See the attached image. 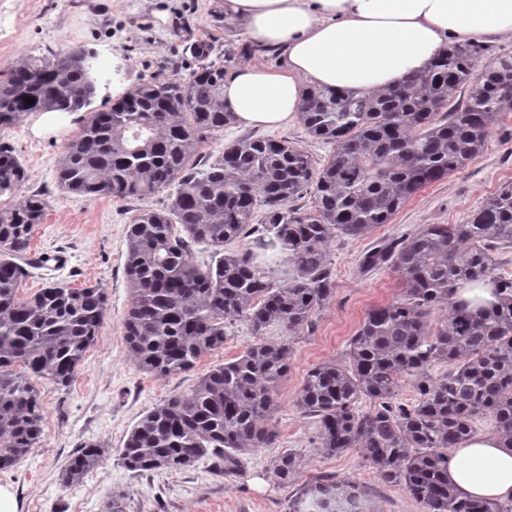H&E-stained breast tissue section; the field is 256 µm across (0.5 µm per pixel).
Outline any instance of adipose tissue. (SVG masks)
I'll use <instances>...</instances> for the list:
<instances>
[{"label":"adipose tissue","mask_w":512,"mask_h":512,"mask_svg":"<svg viewBox=\"0 0 512 512\" xmlns=\"http://www.w3.org/2000/svg\"><path fill=\"white\" fill-rule=\"evenodd\" d=\"M224 15L281 58L276 70L242 65L225 83L224 109L244 127L288 124L313 87L375 91L448 44L512 38V0H224ZM448 482L465 498H511L512 448L472 437L453 450Z\"/></svg>","instance_id":"ef3b65f1"}]
</instances>
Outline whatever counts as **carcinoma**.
Segmentation results:
<instances>
[{
    "instance_id": "cac0c4a2",
    "label": "carcinoma",
    "mask_w": 512,
    "mask_h": 512,
    "mask_svg": "<svg viewBox=\"0 0 512 512\" xmlns=\"http://www.w3.org/2000/svg\"><path fill=\"white\" fill-rule=\"evenodd\" d=\"M184 49L204 64L186 80L155 77L93 111L64 146L56 185L124 200L169 191L166 208L140 211L126 234L123 329L137 368L164 377L189 372L224 346L237 322L255 342L148 410L129 432L121 462L142 473L212 458L216 472L230 477L241 454L279 440L277 386L293 341L312 328L331 293L326 244L389 223L419 189L485 149L492 126L512 112V56L483 64L475 47L454 44L391 88L310 90L299 119L309 136L332 146L317 168L298 144L270 137H239L200 153L232 124L224 66L209 57L227 61L254 48L197 40ZM90 58L82 50L18 58L0 81V130L29 112L90 106ZM27 178L11 145L0 142V196L14 198L0 209V471L23 462L41 440L37 381L69 385L107 313L96 286L51 283L18 298L32 231L48 206L40 194L20 195ZM306 194L309 208L297 204ZM194 244L211 249L209 262L195 259ZM510 247L512 183L464 224L421 225L387 255L402 297L370 310L345 363L311 368L296 399L302 414L317 419L324 455L360 449L362 464L402 487L422 512H512L462 498L448 484V452L475 436L477 421L491 417L494 435L512 447V276L495 258ZM387 256L370 253L363 266ZM481 281L496 288V301L475 312L456 290ZM435 310L447 312L443 322H431ZM438 365L448 369L437 374ZM404 382L416 391L410 406L393 403ZM364 397L371 405L362 411ZM105 453L103 444L85 443L63 482L80 483ZM297 464L288 450L268 469L286 484ZM288 512H366L365 496L323 474L298 489Z\"/></svg>"
}]
</instances>
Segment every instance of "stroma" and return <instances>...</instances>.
<instances>
[{
	"mask_svg": "<svg viewBox=\"0 0 512 512\" xmlns=\"http://www.w3.org/2000/svg\"><path fill=\"white\" fill-rule=\"evenodd\" d=\"M223 2L0 0V73L21 56L48 57L66 49L88 50L101 64L90 109L58 113L52 129L44 133L38 130L37 112L0 131V139L15 148L28 172L23 193H42L49 202L29 244L30 254H44L48 260L30 267L20 298L51 282L72 288L95 285L107 297L104 325L74 381L66 387L38 384L45 420L37 448L13 469L0 472V487L13 494L17 512H104L108 495L115 493L123 495L125 512H288L296 489L325 473L362 487L374 512H420L401 487L383 484L374 469L362 465L357 450L323 456L317 424L297 410L295 400L310 368L345 361L349 341L369 310L403 294L389 265L362 270L364 255L400 241L422 224L465 223L486 198L512 182V112L493 126L482 153L465 168L417 191L390 223L359 238L338 237L329 243L333 290L315 312L312 329L294 342L288 373L277 387V448L242 455L241 472L233 477L217 475L208 459L181 471L160 469L147 475L127 470L120 461L128 433L147 410L188 390L200 374L240 356L253 338L239 323L223 346L190 372L161 377L139 371L123 338L129 300L126 231L139 210L164 209L168 194L120 200L66 193L55 185L56 163L90 110L111 104L120 92L156 76L189 78L198 62L184 53L185 44L209 34L224 46L245 43L242 27L224 20ZM248 133L298 143L319 165L330 153L329 145L310 137L297 120L272 130L232 125L209 148L218 151ZM88 441L105 446L102 462L79 485H64L63 469ZM280 450L293 451L299 461L297 473L285 485L267 468Z\"/></svg>",
	"mask_w": 512,
	"mask_h": 512,
	"instance_id": "35a3bbf8",
	"label": "stroma"
}]
</instances>
